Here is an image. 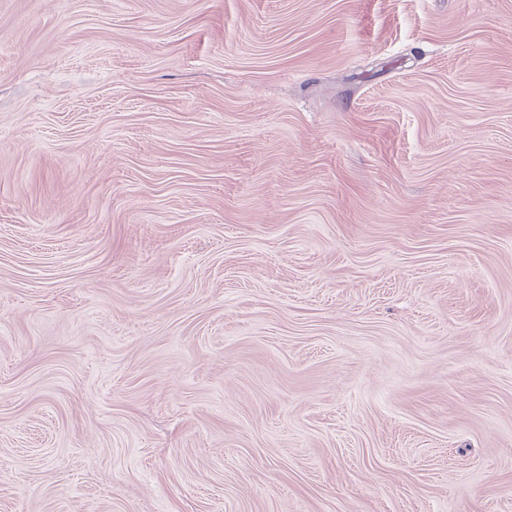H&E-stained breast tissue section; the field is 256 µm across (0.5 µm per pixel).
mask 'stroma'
I'll return each mask as SVG.
<instances>
[{
	"mask_svg": "<svg viewBox=\"0 0 512 512\" xmlns=\"http://www.w3.org/2000/svg\"><path fill=\"white\" fill-rule=\"evenodd\" d=\"M0 512H512V0H0Z\"/></svg>",
	"mask_w": 512,
	"mask_h": 512,
	"instance_id": "obj_1",
	"label": "stroma"
}]
</instances>
